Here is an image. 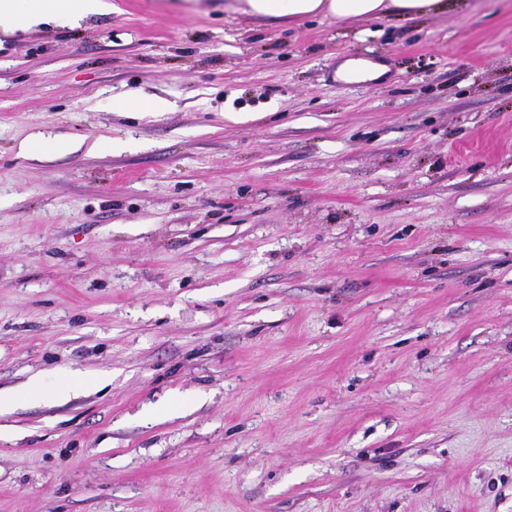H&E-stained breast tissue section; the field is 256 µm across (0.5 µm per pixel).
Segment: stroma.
I'll return each instance as SVG.
<instances>
[{
    "label": "stroma",
    "mask_w": 512,
    "mask_h": 512,
    "mask_svg": "<svg viewBox=\"0 0 512 512\" xmlns=\"http://www.w3.org/2000/svg\"><path fill=\"white\" fill-rule=\"evenodd\" d=\"M476 2L0 26V512H512V0Z\"/></svg>",
    "instance_id": "stroma-1"
}]
</instances>
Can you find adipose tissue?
Instances as JSON below:
<instances>
[{"label": "adipose tissue", "mask_w": 512, "mask_h": 512, "mask_svg": "<svg viewBox=\"0 0 512 512\" xmlns=\"http://www.w3.org/2000/svg\"><path fill=\"white\" fill-rule=\"evenodd\" d=\"M462 0H224L229 15L256 18H302L321 15L339 21L384 15L416 18L460 8ZM104 0H0V25L31 27L46 21L77 22L104 11Z\"/></svg>", "instance_id": "adipose-tissue-1"}]
</instances>
